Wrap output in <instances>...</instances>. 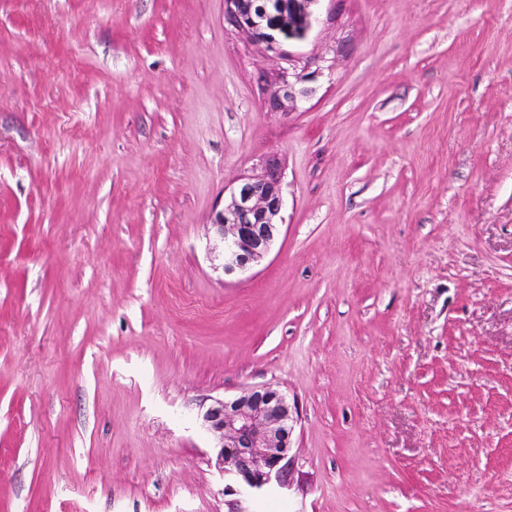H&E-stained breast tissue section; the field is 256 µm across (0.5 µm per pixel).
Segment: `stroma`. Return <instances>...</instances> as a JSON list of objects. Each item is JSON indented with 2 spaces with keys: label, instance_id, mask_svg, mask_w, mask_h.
Listing matches in <instances>:
<instances>
[{
  "label": "stroma",
  "instance_id": "stroma-1",
  "mask_svg": "<svg viewBox=\"0 0 512 512\" xmlns=\"http://www.w3.org/2000/svg\"><path fill=\"white\" fill-rule=\"evenodd\" d=\"M315 12L271 50L224 0H0V512H227L200 416L263 384L254 512H512V0ZM270 158L282 233L225 273ZM293 78L292 81H283L272 90V101L276 105H281L284 100L294 103L308 94L309 89L305 83L311 81L313 76L309 73H297ZM281 175L275 165L256 178L241 179L229 200L213 214L212 225L224 240V271L251 269L271 251L283 224Z\"/></svg>",
  "mask_w": 512,
  "mask_h": 512
}]
</instances>
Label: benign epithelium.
I'll list each match as a JSON object with an SVG mask.
<instances>
[{
	"label": "benign epithelium",
	"mask_w": 512,
	"mask_h": 512,
	"mask_svg": "<svg viewBox=\"0 0 512 512\" xmlns=\"http://www.w3.org/2000/svg\"><path fill=\"white\" fill-rule=\"evenodd\" d=\"M319 0H294L291 13L277 14L276 23L304 16L305 32L312 28L313 9ZM224 14L235 27L252 39L273 49L281 40L265 34L255 12L254 0H224ZM309 73H297L272 90V101L296 102L308 94ZM284 206L281 175L276 166L256 178L240 180L229 200L213 214L212 225L224 240V271L251 269L271 251L281 233L280 214ZM207 430L219 434L215 465L225 480L224 493L231 497L228 512H251L249 503L272 485L288 486L289 452L297 423V408L271 384L249 387L229 399H216L203 413Z\"/></svg>",
	"instance_id": "obj_1"
}]
</instances>
